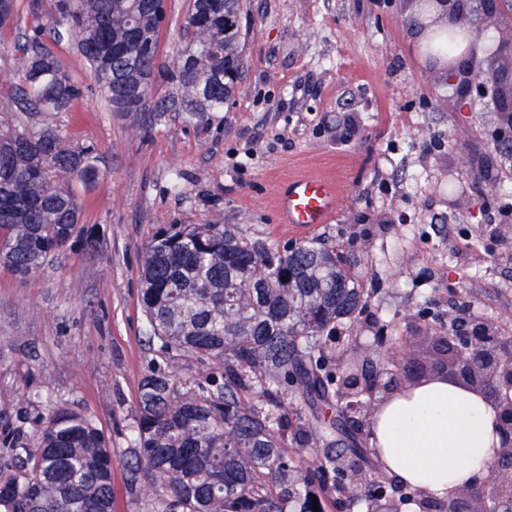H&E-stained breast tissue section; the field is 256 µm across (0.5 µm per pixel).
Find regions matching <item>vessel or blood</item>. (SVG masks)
Returning <instances> with one entry per match:
<instances>
[{"label": "vessel or blood", "instance_id": "b4317fda", "mask_svg": "<svg viewBox=\"0 0 512 512\" xmlns=\"http://www.w3.org/2000/svg\"><path fill=\"white\" fill-rule=\"evenodd\" d=\"M341 202V188L332 178L321 175H293L279 186L275 209L280 223L298 235L330 223Z\"/></svg>", "mask_w": 512, "mask_h": 512}]
</instances>
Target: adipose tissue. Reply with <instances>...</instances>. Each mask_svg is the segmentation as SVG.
Here are the masks:
<instances>
[{
  "mask_svg": "<svg viewBox=\"0 0 512 512\" xmlns=\"http://www.w3.org/2000/svg\"><path fill=\"white\" fill-rule=\"evenodd\" d=\"M409 23L421 54L442 76L483 58L470 30L446 7L412 11ZM497 421L482 391L440 378L379 392L366 418L386 473L435 499L486 478L501 446Z\"/></svg>",
  "mask_w": 512,
  "mask_h": 512,
  "instance_id": "ef3b65f1",
  "label": "adipose tissue"
}]
</instances>
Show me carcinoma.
I'll return each instance as SVG.
<instances>
[{
	"label": "carcinoma",
	"mask_w": 512,
	"mask_h": 512,
	"mask_svg": "<svg viewBox=\"0 0 512 512\" xmlns=\"http://www.w3.org/2000/svg\"><path fill=\"white\" fill-rule=\"evenodd\" d=\"M242 0H192L178 62L159 59L153 0H32L17 33L18 67L0 112V266L39 273L82 234L71 181L104 179L95 148L68 149L42 112H71L85 86L45 44L76 40L90 75L116 112L146 132L165 112L199 122L224 111L243 68ZM17 0H0V29ZM180 93L152 98L162 83ZM141 304L158 352L219 366L220 378L180 382L158 372L138 394L130 480L155 494L151 512H377L384 473L349 421L367 415L381 367L345 327L368 312V292L336 247L319 240L290 250L241 238L232 224H174L145 248ZM365 392L350 399L349 372ZM315 456V467L301 465ZM319 510H313V499ZM112 449L87 417L49 411L39 442L0 467V512H112Z\"/></svg>",
	"instance_id": "carcinoma-1"
}]
</instances>
